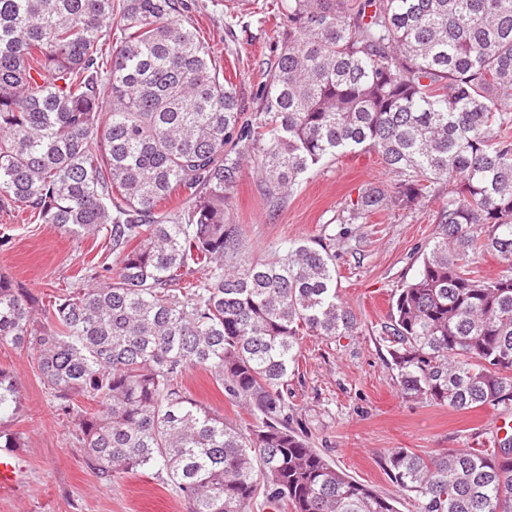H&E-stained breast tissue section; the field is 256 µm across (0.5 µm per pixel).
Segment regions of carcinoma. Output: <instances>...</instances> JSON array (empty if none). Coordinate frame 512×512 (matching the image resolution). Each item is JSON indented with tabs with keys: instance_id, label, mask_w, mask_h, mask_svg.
Instances as JSON below:
<instances>
[{
	"instance_id": "1",
	"label": "carcinoma",
	"mask_w": 512,
	"mask_h": 512,
	"mask_svg": "<svg viewBox=\"0 0 512 512\" xmlns=\"http://www.w3.org/2000/svg\"><path fill=\"white\" fill-rule=\"evenodd\" d=\"M280 50L246 112L188 0H0V196L114 266L43 302L0 273V346L32 352L90 467L151 469L188 512H512L506 441L387 454L394 493L354 480L292 426L300 336H350L336 253L244 245V154L277 209L309 169L357 148L397 182L343 224L441 200L382 341L399 391L455 411L512 410V0H276ZM119 36L110 40L112 16ZM181 197L174 210L163 208ZM487 254L500 270L480 273ZM207 372L243 429L194 399ZM0 367V410L20 407Z\"/></svg>"
}]
</instances>
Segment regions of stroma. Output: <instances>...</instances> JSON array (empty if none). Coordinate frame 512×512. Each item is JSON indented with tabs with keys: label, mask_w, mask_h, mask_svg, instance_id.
Returning <instances> with one entry per match:
<instances>
[{
	"label": "stroma",
	"mask_w": 512,
	"mask_h": 512,
	"mask_svg": "<svg viewBox=\"0 0 512 512\" xmlns=\"http://www.w3.org/2000/svg\"><path fill=\"white\" fill-rule=\"evenodd\" d=\"M190 16L202 40L231 75L244 111L256 109L259 70L276 53L278 18L273 0H194ZM257 168L244 160L234 191L233 217L248 249L274 251L286 241L336 240V285L360 328L352 336L306 335L288 376L294 428L336 466L381 494L392 492L385 473L389 450L427 455L468 448L476 434L490 437L503 409L456 412L402 396L398 371L382 340L391 298L417 272L420 249L433 236L438 202L409 211L371 214L366 223L341 217L374 185L392 174L372 150H356L303 175L280 209L259 193ZM111 263L104 238L60 233L31 218L21 204L0 201V272L46 299L86 283L88 261ZM0 366L21 390V409L0 412V425L21 434L22 484L0 493V512H187L162 476L150 470L109 481L90 468L72 424L59 416L45 391L31 352L0 347ZM185 383L199 402L237 426L252 423L201 370Z\"/></svg>",
	"instance_id": "35a3bbf8"
}]
</instances>
